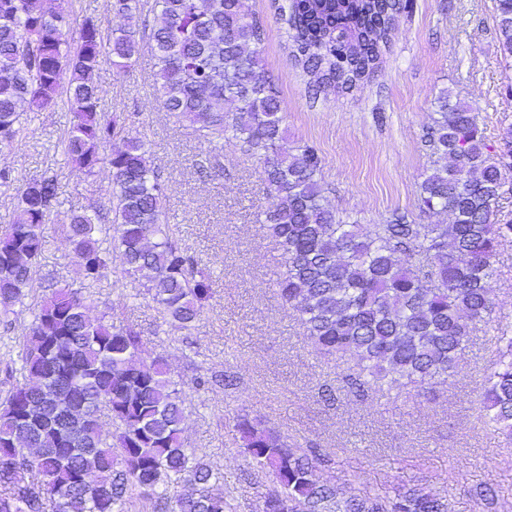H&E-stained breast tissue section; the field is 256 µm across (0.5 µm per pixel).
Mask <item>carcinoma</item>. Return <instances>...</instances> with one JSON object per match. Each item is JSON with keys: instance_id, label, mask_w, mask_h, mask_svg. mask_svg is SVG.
Masks as SVG:
<instances>
[{"instance_id": "carcinoma-1", "label": "carcinoma", "mask_w": 512, "mask_h": 512, "mask_svg": "<svg viewBox=\"0 0 512 512\" xmlns=\"http://www.w3.org/2000/svg\"><path fill=\"white\" fill-rule=\"evenodd\" d=\"M496 30L512 57V0H495ZM149 35L157 60L159 109L196 125L214 146L228 138L260 156L276 204L263 224L282 250L276 293L299 316L313 347L336 362V378L357 396L387 381L414 393L449 379L475 325H491L494 263L512 238L499 203L512 177V128L491 140L468 106L438 98L426 132L438 157L419 186L423 213L450 224H419L395 213L385 224H350L322 195L315 146L288 145L275 83L259 46L262 25L250 0H158ZM405 0H289L281 20L312 95L347 92L373 78ZM109 28L87 18L67 33V0H0V146L23 138L30 115L64 104L70 172L109 166L108 223L57 206V178L16 187L13 224L0 234V311L23 303L56 218L80 286L55 285L23 336L21 378L5 364L0 397V512H226L224 468L188 451L184 399L160 354L141 332L89 315V289L109 264L105 237L121 251L166 322L189 330L213 297L210 272L174 239L165 185L128 118L100 110L102 60L123 71L140 49L139 0H110ZM121 139L122 146L112 148ZM482 404L493 433L512 445V336H496ZM109 428H104L102 418ZM240 447L277 484L270 512H452L451 495L421 489L354 492L317 481L327 463L315 448H292L257 420L240 418Z\"/></svg>"}]
</instances>
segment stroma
I'll use <instances>...</instances> for the list:
<instances>
[{"label":"stroma","instance_id":"obj_1","mask_svg":"<svg viewBox=\"0 0 512 512\" xmlns=\"http://www.w3.org/2000/svg\"><path fill=\"white\" fill-rule=\"evenodd\" d=\"M281 3L252 0L263 26L262 60L280 92L289 144L315 145L321 155L329 206L353 224H383L396 212L424 224L449 223L446 214L419 210L418 186L433 166L424 134L444 91L471 106L488 137L512 127V60L499 44L495 0H411L377 76L319 98L292 56ZM158 12L157 0H140L136 24L144 41L128 71L101 63L100 106L132 119L145 140L167 186L168 221L182 247L210 267L214 298L192 329L174 330L138 281L123 274L115 249L90 313L111 307L113 323L136 325L148 350L165 357L184 392V445L223 466L229 512H261L274 488L239 446L234 424L243 415L290 445L320 449L328 462L315 477L334 483L339 496L415 487L452 493L453 512H512V447L493 435L481 403L496 334H512V239L502 243L495 265L493 323L476 326L454 377L416 397L387 383L364 398L348 394L333 362L314 352L296 312L276 295L283 257L262 224L274 196L259 176L257 155L228 142L208 174H200L197 164L210 157V144L189 122L157 108L155 59L145 38ZM69 119L62 108L35 114L26 136L0 151V167L21 182L57 177L59 211L90 213L107 205L111 173L103 164L91 176L71 174L60 145ZM40 269L78 282L60 233H50ZM46 293L35 286L8 324L0 323V362L17 358ZM227 373L234 386L220 384ZM326 388L336 395L328 405L320 399ZM488 487L497 494L491 505L479 495Z\"/></svg>","mask_w":512,"mask_h":512}]
</instances>
